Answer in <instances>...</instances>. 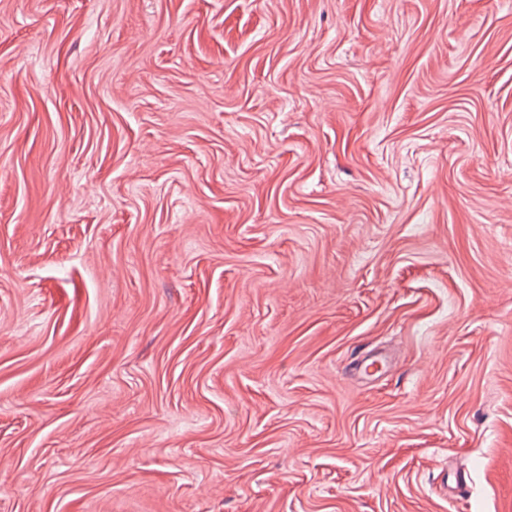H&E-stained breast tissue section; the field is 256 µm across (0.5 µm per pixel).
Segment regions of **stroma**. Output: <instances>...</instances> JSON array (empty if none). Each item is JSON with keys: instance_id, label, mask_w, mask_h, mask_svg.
I'll return each instance as SVG.
<instances>
[{"instance_id": "35a3bbf8", "label": "stroma", "mask_w": 512, "mask_h": 512, "mask_svg": "<svg viewBox=\"0 0 512 512\" xmlns=\"http://www.w3.org/2000/svg\"><path fill=\"white\" fill-rule=\"evenodd\" d=\"M0 512H512V0H0Z\"/></svg>"}]
</instances>
